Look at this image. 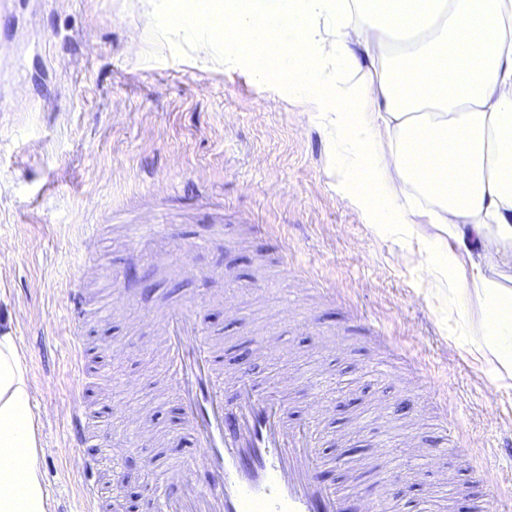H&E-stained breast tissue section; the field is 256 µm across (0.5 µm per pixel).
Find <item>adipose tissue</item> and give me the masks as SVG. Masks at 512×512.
Segmentation results:
<instances>
[{"label":"adipose tissue","instance_id":"ef3b65f1","mask_svg":"<svg viewBox=\"0 0 512 512\" xmlns=\"http://www.w3.org/2000/svg\"><path fill=\"white\" fill-rule=\"evenodd\" d=\"M291 25L258 26L267 0H173L146 24L196 43L202 63L231 48L287 67L351 147L355 204L374 234L417 237V268L476 303L478 353L512 379V0H277ZM433 233L423 236L420 225ZM455 252L448 253L444 244ZM27 367L0 319V512H49Z\"/></svg>","mask_w":512,"mask_h":512}]
</instances>
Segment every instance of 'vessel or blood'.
<instances>
[{"label":"vessel or blood","mask_w":512,"mask_h":512,"mask_svg":"<svg viewBox=\"0 0 512 512\" xmlns=\"http://www.w3.org/2000/svg\"><path fill=\"white\" fill-rule=\"evenodd\" d=\"M196 308L186 304L167 310L158 320L164 340L163 379L181 401L186 424L200 438L208 473L200 484L185 475L184 463L172 464L154 487L153 512H342L341 491L315 480L317 428L288 425L283 402L260 394L244 375L226 378L212 337L195 321ZM89 301L81 289L69 292L68 319L72 357L87 353L83 321ZM236 396L225 402L224 387ZM70 436L84 443L91 420L84 410L73 411ZM100 461L84 460V500L100 512L104 493L98 481Z\"/></svg>","instance_id":"b4317fda"}]
</instances>
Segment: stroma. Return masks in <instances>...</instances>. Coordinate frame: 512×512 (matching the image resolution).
I'll use <instances>...</instances> for the list:
<instances>
[{
	"label": "stroma",
	"instance_id": "35a3bbf8",
	"mask_svg": "<svg viewBox=\"0 0 512 512\" xmlns=\"http://www.w3.org/2000/svg\"><path fill=\"white\" fill-rule=\"evenodd\" d=\"M150 7L0 0V314L28 365L49 512H86L87 453L103 456L130 508L107 459L118 442L146 462L143 497L153 471L176 461L202 478L161 384L153 322L189 301L225 371L277 392L288 423L317 420L318 479L349 506L378 490L358 471L383 439L407 431L433 449L444 404L467 455L439 469L395 461L381 490L419 512L446 487L443 512H476L482 481L512 468L492 455L512 438V379L496 381L475 353L477 310L431 295L416 241L373 235L338 182L344 147L309 110L321 87L286 93L287 70L262 51L246 67L202 68L188 45L145 27ZM156 209L170 232L136 237ZM131 267L149 291L127 282ZM76 283L95 308L87 346L110 352L81 374L66 318ZM79 397L95 420L84 449L66 438Z\"/></svg>",
	"mask_w": 512,
	"mask_h": 512
}]
</instances>
